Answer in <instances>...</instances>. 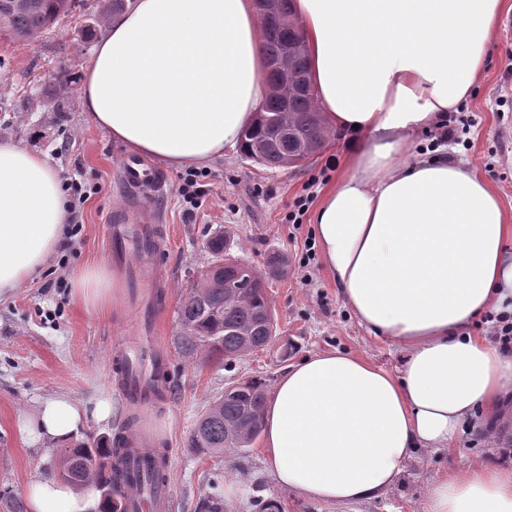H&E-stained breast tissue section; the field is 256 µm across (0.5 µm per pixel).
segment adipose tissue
<instances>
[{"label": "adipose tissue", "instance_id": "ef3b65f1", "mask_svg": "<svg viewBox=\"0 0 512 512\" xmlns=\"http://www.w3.org/2000/svg\"><path fill=\"white\" fill-rule=\"evenodd\" d=\"M503 0H293L328 129L364 135L314 215L327 267L369 334L404 353L399 371L340 351L305 356L276 381L263 447L280 487L346 504L391 489L417 449L454 448L462 425L512 395V352L472 334L512 312V225L463 159L422 158L415 135L466 99L485 70ZM253 0H134L107 24L79 92L90 121L129 153L173 169L235 146L267 94ZM70 220L46 155L0 140V296L31 283ZM107 299V270L72 278ZM63 396L17 429L28 445L81 436ZM29 512H99L98 497L33 473ZM421 512H512V468L478 463L431 487Z\"/></svg>", "mask_w": 512, "mask_h": 512}]
</instances>
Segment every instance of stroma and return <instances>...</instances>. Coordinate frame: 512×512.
<instances>
[{
	"mask_svg": "<svg viewBox=\"0 0 512 512\" xmlns=\"http://www.w3.org/2000/svg\"><path fill=\"white\" fill-rule=\"evenodd\" d=\"M106 8L107 0H79L32 47L0 39V139L46 153L59 178L90 189L79 224L67 230L60 251L32 283L0 298V496L26 504L35 469L58 474L60 455L42 462L38 447L24 444L16 428L19 416L33 413L51 396L68 397L89 410L100 398L110 399L111 416L88 420L84 444L108 447L135 430L152 447L167 449L173 512H207L214 502L223 512H250L249 500L257 496L278 501L281 512H416L431 486L458 465L512 467V400L491 419L465 424L454 451L414 452L393 489L358 503L315 501L281 488L257 441L216 457L188 448L198 417L234 383L258 378L269 389L289 364L333 350L391 371L403 363L399 348L358 325L323 254H316L306 269L298 267L315 237L313 216L305 214L297 225L288 213L307 183H314L319 197L335 185L340 172L327 170L325 163L332 156L345 160L349 151L347 140L337 134L302 167L268 168L245 159L240 149H225L223 157L206 163L209 196L191 214L176 192L178 170H164L165 191L149 204L162 212L166 224L161 249L170 285L165 309L155 320L154 342L170 357L169 387L128 423L127 401L117 383L119 343L150 311L154 290L133 286L112 257L105 218L120 203L119 163L126 151L89 121L78 92L83 67L110 19ZM58 97L64 105L60 111L53 106ZM453 117L470 125L465 142L454 146L456 156L475 166L512 217V33L496 31L485 71ZM219 226L231 255L240 261L261 271L274 257L288 261L286 272L266 288L277 323L274 342L228 368L185 359L174 345L187 277L207 264L204 244ZM92 263L106 267L118 281L105 308H89L74 297L73 275ZM485 428L497 436L495 446L481 437Z\"/></svg>",
	"mask_w": 512,
	"mask_h": 512,
	"instance_id": "stroma-1",
	"label": "stroma"
}]
</instances>
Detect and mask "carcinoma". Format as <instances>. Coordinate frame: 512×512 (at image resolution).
I'll return each instance as SVG.
<instances>
[{
	"mask_svg": "<svg viewBox=\"0 0 512 512\" xmlns=\"http://www.w3.org/2000/svg\"><path fill=\"white\" fill-rule=\"evenodd\" d=\"M74 0H0V35L21 45L35 44L63 15L70 13ZM292 0H280L278 14L262 19L264 53L276 59L296 39L299 28L289 23ZM268 95L255 124L242 135V155L265 167H284L285 151L280 129L288 127L305 146L320 149L328 137L316 107L312 87L288 97V104L274 93L280 73L266 71ZM211 261L187 282L186 296L178 312V349L189 356L230 366L256 347L276 337V320L263 282L250 265L226 257L228 242L217 230L206 240ZM225 269H220V266ZM218 410L207 408L189 437V447L214 455L226 447L249 446L260 434L266 394L262 382L250 379L234 384L215 399ZM120 448H68L62 457L61 478L77 487L91 483L104 491L103 512H124L123 500L131 488L128 477L117 472L108 458H120Z\"/></svg>",
	"mask_w": 512,
	"mask_h": 512,
	"instance_id": "carcinoma-1",
	"label": "carcinoma"
}]
</instances>
